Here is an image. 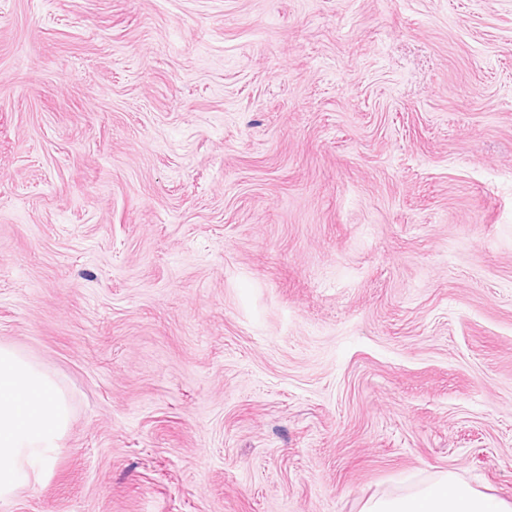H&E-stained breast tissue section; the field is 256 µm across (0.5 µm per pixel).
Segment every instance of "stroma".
I'll return each mask as SVG.
<instances>
[{"label":"stroma","mask_w":512,"mask_h":512,"mask_svg":"<svg viewBox=\"0 0 512 512\" xmlns=\"http://www.w3.org/2000/svg\"><path fill=\"white\" fill-rule=\"evenodd\" d=\"M0 345V512L512 502V0H0ZM68 424V403L54 381L0 346V501L41 479ZM512 504L476 491L454 473L434 485L401 497L371 498L362 512H511Z\"/></svg>","instance_id":"35a3bbf8"}]
</instances>
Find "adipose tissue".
I'll use <instances>...</instances> for the list:
<instances>
[{
	"mask_svg": "<svg viewBox=\"0 0 512 512\" xmlns=\"http://www.w3.org/2000/svg\"><path fill=\"white\" fill-rule=\"evenodd\" d=\"M68 424V403L54 381L0 346V501L40 480ZM362 512H512V505L446 472L416 493L369 499Z\"/></svg>",
	"mask_w": 512,
	"mask_h": 512,
	"instance_id": "ef3b65f1",
	"label": "adipose tissue"
}]
</instances>
